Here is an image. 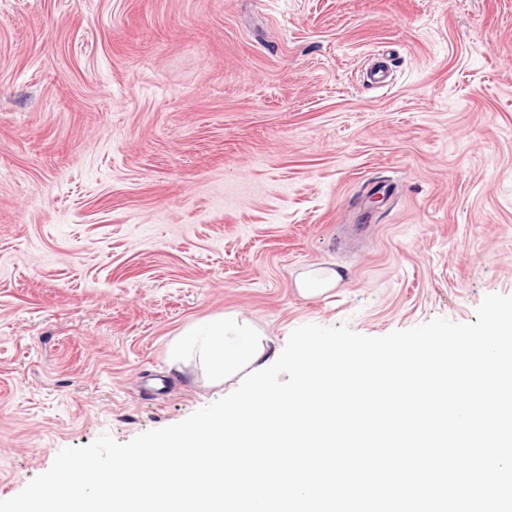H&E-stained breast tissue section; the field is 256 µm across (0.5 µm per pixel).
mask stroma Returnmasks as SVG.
<instances>
[{"instance_id": "obj_1", "label": "stroma", "mask_w": 512, "mask_h": 512, "mask_svg": "<svg viewBox=\"0 0 512 512\" xmlns=\"http://www.w3.org/2000/svg\"><path fill=\"white\" fill-rule=\"evenodd\" d=\"M319 267L341 281L302 295ZM491 293L512 0H0V500L236 390L190 335L215 318L272 363L306 324L468 323Z\"/></svg>"}]
</instances>
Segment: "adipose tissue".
<instances>
[{
    "instance_id": "1",
    "label": "adipose tissue",
    "mask_w": 512,
    "mask_h": 512,
    "mask_svg": "<svg viewBox=\"0 0 512 512\" xmlns=\"http://www.w3.org/2000/svg\"><path fill=\"white\" fill-rule=\"evenodd\" d=\"M200 352L215 376L234 374L248 366L258 376L263 371L260 360L265 352L264 336L249 323L220 318L206 328Z\"/></svg>"
}]
</instances>
